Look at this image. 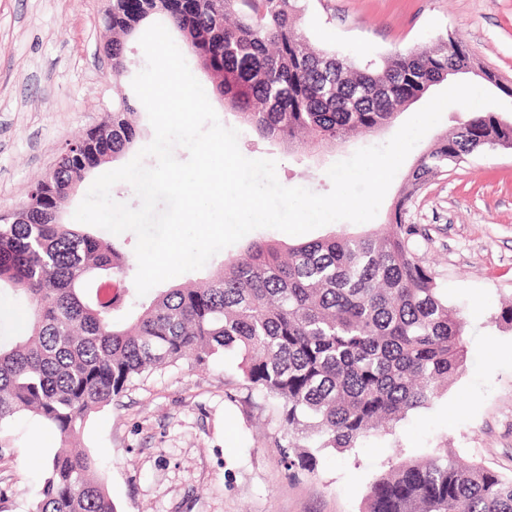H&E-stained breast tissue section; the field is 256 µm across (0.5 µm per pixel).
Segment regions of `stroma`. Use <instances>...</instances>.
<instances>
[{"label":"stroma","mask_w":512,"mask_h":512,"mask_svg":"<svg viewBox=\"0 0 512 512\" xmlns=\"http://www.w3.org/2000/svg\"><path fill=\"white\" fill-rule=\"evenodd\" d=\"M102 0H0V211L15 210L65 142L112 109ZM315 46L364 62L452 35L512 87V0H310L303 27ZM250 159L277 164L279 182L328 193L327 169L393 130L355 139L313 162L241 127ZM430 230L418 254L467 321L463 369L429 407L393 432L318 453L315 471L288 466L289 435L275 405L243 382L239 354L203 365L183 358L136 379L93 413L79 442L95 458L117 512H363L391 465L449 452L512 477V152L483 149L425 185L406 215ZM25 412L0 427V512H30L60 444L35 449Z\"/></svg>","instance_id":"stroma-1"}]
</instances>
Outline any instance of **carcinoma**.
<instances>
[{
    "instance_id": "obj_1",
    "label": "carcinoma",
    "mask_w": 512,
    "mask_h": 512,
    "mask_svg": "<svg viewBox=\"0 0 512 512\" xmlns=\"http://www.w3.org/2000/svg\"><path fill=\"white\" fill-rule=\"evenodd\" d=\"M112 22V122L61 150L54 171L18 214H0V290L25 298L28 326L0 341V425L20 412L43 418L59 448L32 512H116L96 460L73 446L90 415L132 380L192 356H241L247 386L280 404L288 431L312 447L344 449L428 407L463 368L464 322L437 274L420 260L427 229L408 224L413 195L450 162L512 142V120L473 112L416 159L387 226L284 246L248 243L205 286L158 291L127 321L103 294L126 273L122 242L62 221L94 169L137 141L134 105L121 78L126 44L160 18L212 81V94L261 139L308 159L391 127L430 87L475 66L458 41L415 47L359 66L316 48L303 33L305 0H103ZM313 471L302 450L288 467ZM364 512H512V478L448 453L402 461L370 487Z\"/></svg>"
}]
</instances>
